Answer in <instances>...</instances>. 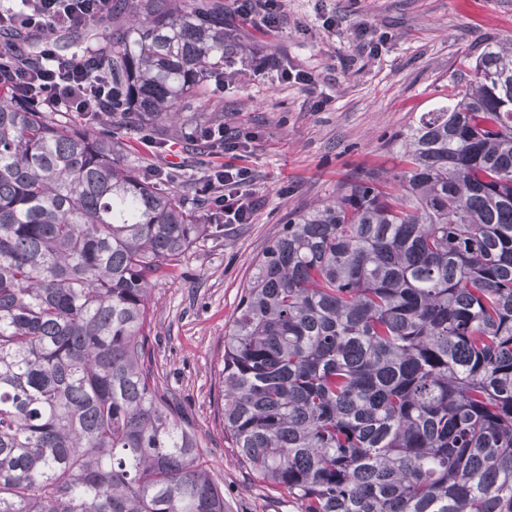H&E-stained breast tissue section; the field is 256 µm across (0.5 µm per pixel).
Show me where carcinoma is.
Returning <instances> with one entry per match:
<instances>
[{
	"mask_svg": "<svg viewBox=\"0 0 512 512\" xmlns=\"http://www.w3.org/2000/svg\"><path fill=\"white\" fill-rule=\"evenodd\" d=\"M123 2L118 122L0 79V512H224L148 347L151 286L224 225L125 158L224 70V4ZM398 145L262 251L224 334V439L299 512H512V38Z\"/></svg>",
	"mask_w": 512,
	"mask_h": 512,
	"instance_id": "carcinoma-1",
	"label": "carcinoma"
}]
</instances>
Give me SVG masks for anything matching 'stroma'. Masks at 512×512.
<instances>
[{"mask_svg": "<svg viewBox=\"0 0 512 512\" xmlns=\"http://www.w3.org/2000/svg\"><path fill=\"white\" fill-rule=\"evenodd\" d=\"M327 17L335 18L334 30L323 28ZM365 24L387 36L378 53L363 48L358 30ZM232 34L246 49L227 66L223 92L205 82L165 148L130 134L128 162L164 172L203 224L202 172L190 165L185 137L222 114L225 131L252 140L246 151L209 162L249 167L260 200L252 223L225 226L220 237L202 235L175 276L152 287L149 344L163 387L178 397L224 491V512H298L287 496L255 480L224 438V333L258 256L288 219L334 199L342 183L394 166L399 134L447 94L487 42L512 38V0H288L282 32L241 23ZM255 49L280 54L316 82L254 76Z\"/></svg>", "mask_w": 512, "mask_h": 512, "instance_id": "35a3bbf8", "label": "stroma"}]
</instances>
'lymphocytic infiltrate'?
I'll return each instance as SVG.
<instances>
[{"label": "lymphocytic infiltrate", "mask_w": 512, "mask_h": 512, "mask_svg": "<svg viewBox=\"0 0 512 512\" xmlns=\"http://www.w3.org/2000/svg\"><path fill=\"white\" fill-rule=\"evenodd\" d=\"M286 0H234L227 13V26L251 24L266 33L282 29ZM112 0H19L18 7L0 9V62H7L6 77L28 88L32 105L82 116L111 111L115 99L107 78L100 73L98 54L90 53L64 61L51 43H44L38 62H29L16 37L21 33L61 31L66 24L82 25L110 16ZM249 168L214 167L199 182L200 196L210 198L228 224H249L260 206L250 192Z\"/></svg>", "instance_id": "1"}]
</instances>
